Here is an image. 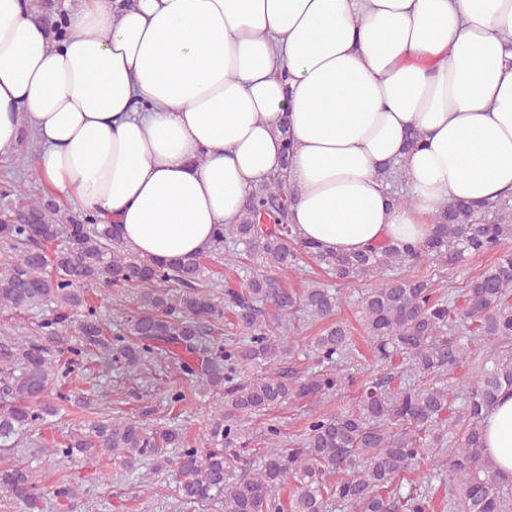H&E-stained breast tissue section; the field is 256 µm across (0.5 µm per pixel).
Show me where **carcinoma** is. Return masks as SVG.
Listing matches in <instances>:
<instances>
[{
  "label": "carcinoma",
  "mask_w": 512,
  "mask_h": 512,
  "mask_svg": "<svg viewBox=\"0 0 512 512\" xmlns=\"http://www.w3.org/2000/svg\"><path fill=\"white\" fill-rule=\"evenodd\" d=\"M42 21L58 37L69 34L64 19L48 11ZM292 203L279 173L252 191L237 223L217 229L210 253L232 267L244 257L255 266L243 287L222 291L206 276L201 254L155 261L127 247L110 224L62 223L49 200L0 212V313L52 312L30 333L0 328V492L20 512H44L50 493L60 500L73 495L67 483L38 481L23 461L28 432L47 424L59 403L72 401L70 384L114 367L132 380L149 375L172 410L182 409L185 393L168 387L171 369L199 393L219 396L204 447L191 446L179 426L151 428L100 412L51 449L60 460L107 452L129 472L146 462L170 468L188 508L222 497L224 512H332L333 504L346 512H429L432 492L413 484L406 489L403 480L446 448L454 512H512V483L483 445L485 419L501 392L512 390V254L502 253L461 294L441 293L433 279L406 273L426 256L450 269L500 250L512 238V198L479 210L448 204L417 248L388 244L354 253L301 241L288 223ZM61 238L68 246L47 254L46 245ZM302 255L345 284L388 275L361 298L365 333L378 360L399 358L424 381L394 389L383 379L363 383L356 409L309 418L296 448H282L279 427L268 425L263 460L254 468L248 417L290 402L313 403L354 382L341 367L353 347L341 322L309 345L321 370L293 377L280 368L292 355L286 336L296 319H325L342 302L319 282L296 290L277 280L299 269ZM98 286L134 294L135 307L115 331L87 297ZM228 325L236 336L224 337ZM476 360V374L453 377ZM235 470L243 474L229 485ZM288 486L293 494L285 506L281 491Z\"/></svg>",
  "instance_id": "cac0c4a2"
}]
</instances>
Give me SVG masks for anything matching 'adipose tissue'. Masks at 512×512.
<instances>
[{
	"instance_id": "ef3b65f1",
	"label": "adipose tissue",
	"mask_w": 512,
	"mask_h": 512,
	"mask_svg": "<svg viewBox=\"0 0 512 512\" xmlns=\"http://www.w3.org/2000/svg\"><path fill=\"white\" fill-rule=\"evenodd\" d=\"M57 10L62 39L31 0H0V157L31 136L42 184L141 255L206 251L282 171L290 222L329 252L418 245L448 203L512 195V0ZM484 445L511 478L512 391Z\"/></svg>"
}]
</instances>
